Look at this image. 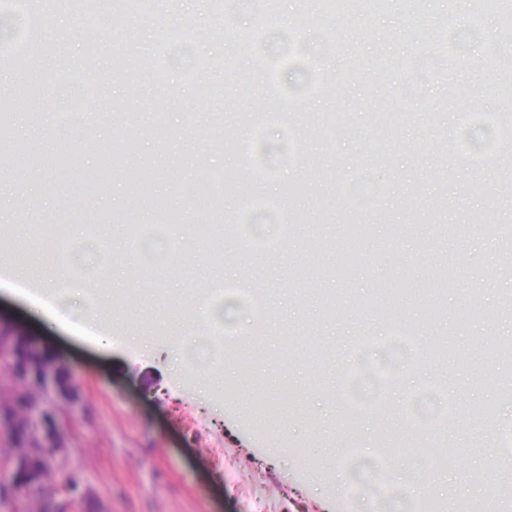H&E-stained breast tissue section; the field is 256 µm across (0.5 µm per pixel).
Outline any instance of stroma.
Masks as SVG:
<instances>
[{"label":"stroma","mask_w":512,"mask_h":512,"mask_svg":"<svg viewBox=\"0 0 512 512\" xmlns=\"http://www.w3.org/2000/svg\"><path fill=\"white\" fill-rule=\"evenodd\" d=\"M474 0H385L369 11L345 0H300L291 25L265 30V14L285 0H142L132 15L101 0L87 26L67 0L62 23L40 34L19 84L15 121L0 135L30 140L32 160L0 152V279L28 273V289L55 287L68 302L106 306L112 351L43 320L23 298L0 292V328L23 325L40 348L65 363L79 388L76 404L57 401L70 466L84 475L98 512H512V378L498 368L474 378L454 351L480 360L488 336L512 339V313L496 324L426 320L434 299L449 310L501 306L512 297L502 278L500 241L512 238V153H442L439 132L477 141L479 114L502 106L485 85L512 77L484 55L470 56L448 81L432 41L454 18L464 48L501 45L495 17L478 36L468 28ZM200 33L208 49L178 50L153 29ZM234 30L249 46L238 61ZM16 0H0V64L13 63L26 34ZM342 36L347 64L322 62ZM81 75L92 94L68 111ZM205 82L203 95H184ZM309 92L294 112L307 131L286 150L283 93ZM335 115L323 132L327 115ZM128 143L140 182L116 171L99 185L102 145ZM72 166L60 171L58 156ZM305 183L296 197L292 188ZM224 199L223 215L205 200ZM167 202L166 213L153 206ZM349 222L370 233L350 243ZM457 235H437L438 223ZM500 229L495 237L480 223ZM221 228L213 241L203 229ZM180 270L140 272L141 252L168 255L183 235ZM356 252L346 274L334 266ZM454 279L437 292L426 280L437 265ZM264 296L255 310L247 294ZM378 298L375 309L356 300ZM224 335L215 345L209 331ZM318 347L284 357V344ZM418 341L446 342L450 355L427 360L412 389L420 411L446 401L479 407L488 419L454 414L440 428L413 426L410 400L356 405L352 387L372 393L392 359ZM214 384L201 394L199 369ZM489 459L495 489L468 493L472 462ZM351 472L345 490L336 473ZM425 491L413 496L412 483Z\"/></svg>","instance_id":"obj_1"}]
</instances>
